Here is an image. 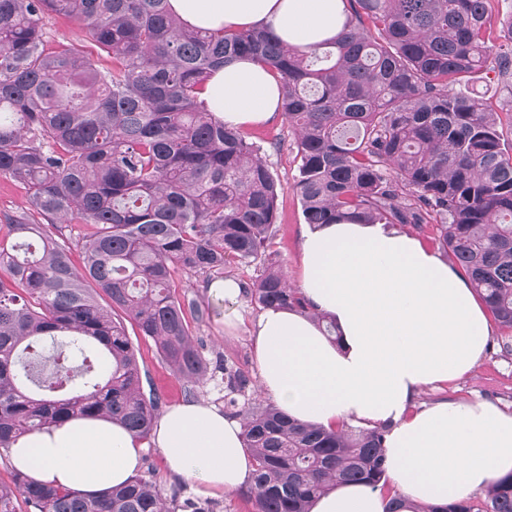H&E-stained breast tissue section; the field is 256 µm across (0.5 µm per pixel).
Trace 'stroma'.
Returning a JSON list of instances; mask_svg holds the SVG:
<instances>
[{"instance_id":"stroma-1","label":"stroma","mask_w":512,"mask_h":512,"mask_svg":"<svg viewBox=\"0 0 512 512\" xmlns=\"http://www.w3.org/2000/svg\"><path fill=\"white\" fill-rule=\"evenodd\" d=\"M496 70V61H489L484 79L466 86L465 91L497 113L498 130L505 143L512 144V94L497 83ZM243 134L248 141L261 147L280 185L279 219L272 249L289 283L298 285L302 267L300 241L307 223L295 188L299 166L296 136L281 117L245 128ZM205 281V276L201 274L179 272L175 275L178 294L196 298L210 307L209 317L195 328L205 358L211 363L224 358L231 360L248 371L250 376H257L252 325L259 313L258 308L243 295L232 299L221 297L207 288ZM501 334L499 326H492L479 363L453 382L424 388L416 400L417 406L428 405L442 398L467 401L480 397L512 413V356L502 355L498 345ZM129 339L139 360L141 393L145 399L157 400L160 410L187 401H204L223 407L224 382L221 375H214L202 384L181 381L172 375L151 339L134 331L130 332ZM139 470L143 473L155 471L157 486L165 499H190L201 503L210 501L216 504L217 512H253L251 502L239 492L209 498L199 493L190 482L171 476L157 448L143 449Z\"/></svg>"}]
</instances>
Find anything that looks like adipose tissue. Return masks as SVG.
Instances as JSON below:
<instances>
[{"instance_id": "1", "label": "adipose tissue", "mask_w": 512, "mask_h": 512, "mask_svg": "<svg viewBox=\"0 0 512 512\" xmlns=\"http://www.w3.org/2000/svg\"><path fill=\"white\" fill-rule=\"evenodd\" d=\"M201 29L267 27L287 45L310 50L340 32L343 0H169ZM275 77L253 62L228 63L201 94L232 127L276 115ZM300 287L341 338L330 342L317 319L263 310L253 327L260 385L302 423L389 425L388 473L406 501L445 505L512 472V414L487 401L413 404L425 386L451 382L481 358L488 317L466 279L415 236L386 224L339 222L304 234ZM242 424L205 402L181 403L159 419L152 441L167 470L219 496L251 472ZM142 443L111 419L76 418L21 435L9 450L31 480L101 494L137 471ZM362 484L339 483L310 512H387Z\"/></svg>"}]
</instances>
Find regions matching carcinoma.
<instances>
[{"label":"carcinoma","mask_w":512,"mask_h":512,"mask_svg":"<svg viewBox=\"0 0 512 512\" xmlns=\"http://www.w3.org/2000/svg\"><path fill=\"white\" fill-rule=\"evenodd\" d=\"M336 37L309 51L262 28L202 31L168 0H0V177L22 181L26 214L0 238V451L71 417H107L146 439L158 402L140 395L124 320L152 339L173 374L207 380L174 274L211 281L260 262L246 297L260 309L324 316L272 259L279 187L260 147L199 102L214 70L249 58L280 78V112L297 134L296 191L313 226L351 221L436 227L494 321L512 332V155L496 113L450 89L477 78L494 47L486 0H345ZM69 17L112 54L105 67L70 44L45 47L44 22ZM91 228L59 242L62 225ZM106 296L99 301V294ZM82 356L76 380L60 353L43 375L45 338ZM112 360L100 372L102 360ZM224 408L240 418L255 467L254 512H310L331 485L386 484L387 428L299 423L229 362ZM36 512H215L168 503L155 474L99 496L32 482L0 484V512L18 498ZM412 512H512V473L484 492Z\"/></svg>","instance_id":"carcinoma-1"}]
</instances>
